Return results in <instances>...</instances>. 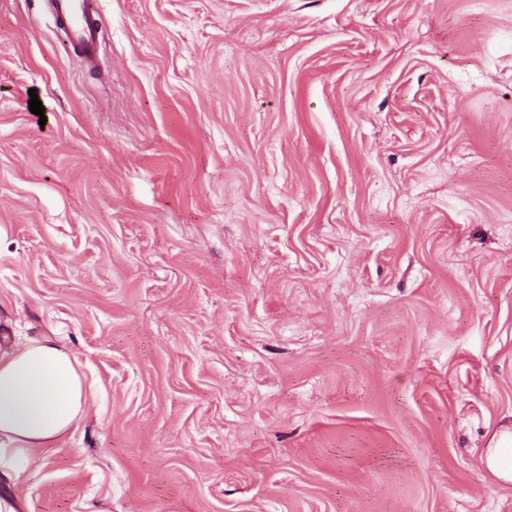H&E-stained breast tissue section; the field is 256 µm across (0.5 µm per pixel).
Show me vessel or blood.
<instances>
[{
  "label": "vessel or blood",
  "mask_w": 512,
  "mask_h": 512,
  "mask_svg": "<svg viewBox=\"0 0 512 512\" xmlns=\"http://www.w3.org/2000/svg\"><path fill=\"white\" fill-rule=\"evenodd\" d=\"M59 29L66 34L69 47L91 69L99 66L97 0H49Z\"/></svg>",
  "instance_id": "vessel-or-blood-1"
}]
</instances>
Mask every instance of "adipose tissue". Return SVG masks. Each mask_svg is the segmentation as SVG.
Returning a JSON list of instances; mask_svg holds the SVG:
<instances>
[{"instance_id":"1","label":"adipose tissue","mask_w":512,"mask_h":512,"mask_svg":"<svg viewBox=\"0 0 512 512\" xmlns=\"http://www.w3.org/2000/svg\"><path fill=\"white\" fill-rule=\"evenodd\" d=\"M83 376L72 353L48 338L0 353V458L27 460L86 412Z\"/></svg>"}]
</instances>
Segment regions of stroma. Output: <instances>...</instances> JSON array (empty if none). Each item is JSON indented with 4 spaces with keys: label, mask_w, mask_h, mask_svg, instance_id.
Segmentation results:
<instances>
[{
    "label": "stroma",
    "mask_w": 512,
    "mask_h": 512,
    "mask_svg": "<svg viewBox=\"0 0 512 512\" xmlns=\"http://www.w3.org/2000/svg\"><path fill=\"white\" fill-rule=\"evenodd\" d=\"M98 5L0 0V347L88 404L23 512H512V0ZM57 28L66 34L69 47L90 69L99 66L100 28L97 0H48ZM489 468L499 477L512 480V430L503 431L490 447L487 456Z\"/></svg>",
    "instance_id": "stroma-1"
}]
</instances>
